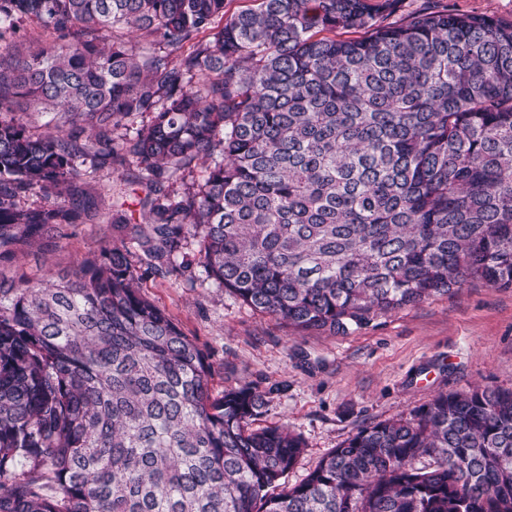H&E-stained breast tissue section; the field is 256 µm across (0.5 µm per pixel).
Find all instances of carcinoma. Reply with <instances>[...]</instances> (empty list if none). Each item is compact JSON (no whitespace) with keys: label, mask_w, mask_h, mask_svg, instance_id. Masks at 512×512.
Listing matches in <instances>:
<instances>
[{"label":"carcinoma","mask_w":512,"mask_h":512,"mask_svg":"<svg viewBox=\"0 0 512 512\" xmlns=\"http://www.w3.org/2000/svg\"><path fill=\"white\" fill-rule=\"evenodd\" d=\"M250 2L0 0V264L65 224L125 233L52 281L0 278V512H512V390L439 394L290 486L301 436L251 429L265 393L214 391L140 293L197 264L336 334L512 288V24ZM116 171L139 223L106 203Z\"/></svg>","instance_id":"obj_1"}]
</instances>
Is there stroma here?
<instances>
[{"instance_id":"obj_1","label":"stroma","mask_w":512,"mask_h":512,"mask_svg":"<svg viewBox=\"0 0 512 512\" xmlns=\"http://www.w3.org/2000/svg\"><path fill=\"white\" fill-rule=\"evenodd\" d=\"M424 7L512 22V0H404L397 14ZM111 241L110 225L73 224L1 270L48 281ZM140 286L219 364L215 390L249 383L265 392L253 428L285 425L301 435L292 485L358 429L409 417L438 393L512 390V288L474 282L332 334L292 332L213 284L150 277Z\"/></svg>"}]
</instances>
